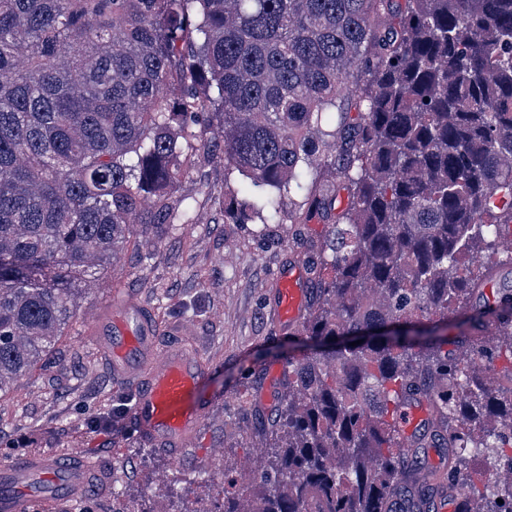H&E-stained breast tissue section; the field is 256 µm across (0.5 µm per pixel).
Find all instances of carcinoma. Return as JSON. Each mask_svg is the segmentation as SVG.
Masks as SVG:
<instances>
[{"label":"carcinoma","instance_id":"1","mask_svg":"<svg viewBox=\"0 0 512 512\" xmlns=\"http://www.w3.org/2000/svg\"><path fill=\"white\" fill-rule=\"evenodd\" d=\"M217 154L243 177L224 220L324 229L304 349L253 415L263 466L222 512H398L413 393L470 487L457 512H512V482L471 471H512V324L483 345L463 269L512 224V0H0V398L75 317L78 273L198 223L170 187ZM432 420L428 401L422 395L415 396V400L399 412L398 426L401 432V447L409 455L413 454L419 445L417 430Z\"/></svg>","mask_w":512,"mask_h":512}]
</instances>
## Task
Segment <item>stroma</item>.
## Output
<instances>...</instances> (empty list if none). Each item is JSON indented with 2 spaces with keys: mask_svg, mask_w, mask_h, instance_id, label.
<instances>
[{
  "mask_svg": "<svg viewBox=\"0 0 512 512\" xmlns=\"http://www.w3.org/2000/svg\"><path fill=\"white\" fill-rule=\"evenodd\" d=\"M196 224H175L159 240L133 236L89 278L74 319L54 351L20 376L0 399V464L34 455L79 456L103 473L121 497L91 491L36 512H216L224 480L243 486L240 466L264 460L252 413L275 415L294 336L273 316L274 276L292 257H306L322 227L297 235L291 224H228L216 205L238 174L223 161L206 168ZM150 309L160 346L180 329L212 363L206 388L217 397L180 460L147 444L128 416V390L92 344L87 325L106 311L114 289Z\"/></svg>",
  "mask_w": 512,
  "mask_h": 512,
  "instance_id": "stroma-1",
  "label": "stroma"
}]
</instances>
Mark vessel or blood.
I'll return each mask as SVG.
<instances>
[{"label": "vessel or blood", "mask_w": 512, "mask_h": 512, "mask_svg": "<svg viewBox=\"0 0 512 512\" xmlns=\"http://www.w3.org/2000/svg\"><path fill=\"white\" fill-rule=\"evenodd\" d=\"M306 297L298 272L279 274L275 309L285 327L300 326ZM90 336L96 339L112 368L115 381L132 394L129 412L140 436L171 458H181L215 398L203 390L210 367L180 341L158 350V324L136 301L115 294L110 312L94 319ZM432 420L423 396L401 409L398 426L401 447L414 453L418 429ZM86 465L49 456L0 466V512H22L36 497L56 500L90 489Z\"/></svg>", "instance_id": "vessel-or-blood-1"}]
</instances>
